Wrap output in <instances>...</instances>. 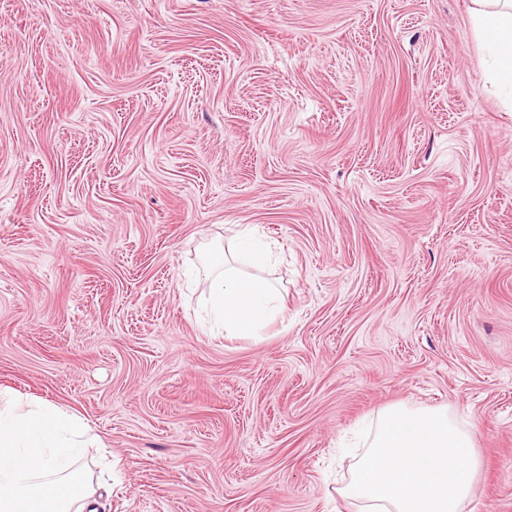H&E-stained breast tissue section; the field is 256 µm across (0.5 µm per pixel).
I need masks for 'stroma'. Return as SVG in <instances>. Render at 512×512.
Here are the masks:
<instances>
[{"label":"stroma","mask_w":512,"mask_h":512,"mask_svg":"<svg viewBox=\"0 0 512 512\" xmlns=\"http://www.w3.org/2000/svg\"><path fill=\"white\" fill-rule=\"evenodd\" d=\"M471 0H0V396L98 512H356L355 429L444 406L512 512V109ZM258 228L282 315L203 332Z\"/></svg>","instance_id":"obj_1"}]
</instances>
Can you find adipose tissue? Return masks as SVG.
Wrapping results in <instances>:
<instances>
[{"instance_id":"ef3b65f1","label":"adipose tissue","mask_w":512,"mask_h":512,"mask_svg":"<svg viewBox=\"0 0 512 512\" xmlns=\"http://www.w3.org/2000/svg\"><path fill=\"white\" fill-rule=\"evenodd\" d=\"M474 33L486 52L491 81L512 103V0H472ZM245 273L225 256L196 267L209 284L203 303L211 328L228 336H255L281 311L280 290L260 268L273 253L255 228L237 235ZM87 427L55 406L35 402L0 407V512H74L76 503L91 506L94 494L88 473H75Z\"/></svg>"}]
</instances>
